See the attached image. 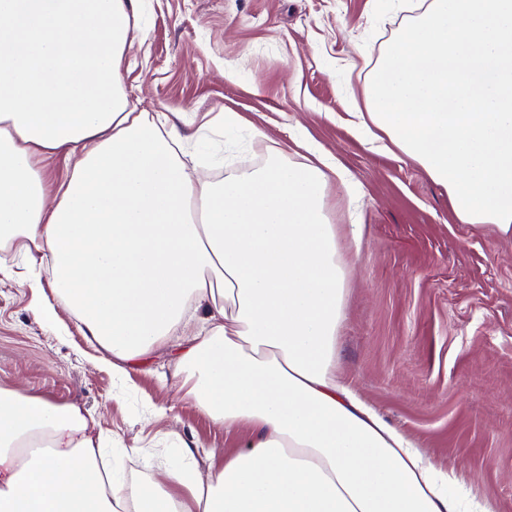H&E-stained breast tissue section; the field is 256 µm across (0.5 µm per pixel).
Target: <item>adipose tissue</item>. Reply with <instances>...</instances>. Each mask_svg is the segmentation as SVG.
I'll use <instances>...</instances> for the list:
<instances>
[{
	"instance_id": "adipose-tissue-1",
	"label": "adipose tissue",
	"mask_w": 512,
	"mask_h": 512,
	"mask_svg": "<svg viewBox=\"0 0 512 512\" xmlns=\"http://www.w3.org/2000/svg\"><path fill=\"white\" fill-rule=\"evenodd\" d=\"M140 0H0V245L51 260L54 291L115 375L164 351L187 402L245 425L128 482L81 406L0 386V512H492L346 385L333 180L272 159L200 181L178 124L125 92ZM366 72L359 127L444 187L459 223L512 236V0H428ZM64 157L49 186L44 162ZM206 325L180 335L189 303Z\"/></svg>"
}]
</instances>
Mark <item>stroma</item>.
<instances>
[{
	"instance_id": "stroma-1",
	"label": "stroma",
	"mask_w": 512,
	"mask_h": 512,
	"mask_svg": "<svg viewBox=\"0 0 512 512\" xmlns=\"http://www.w3.org/2000/svg\"><path fill=\"white\" fill-rule=\"evenodd\" d=\"M146 24L123 63L131 103L202 130L205 180L304 162L322 151L361 191L362 239L339 332L346 381L441 468L460 471L495 512H512V237L458 223L447 191L414 163L356 132L344 65L378 55L402 22L384 0H143ZM245 122L224 131V111ZM38 252L0 249V385L78 403L126 476L187 441L200 462L235 454L248 434L185 403L170 355L117 378L61 307L49 277L28 287ZM57 306L46 327L34 302Z\"/></svg>"
}]
</instances>
